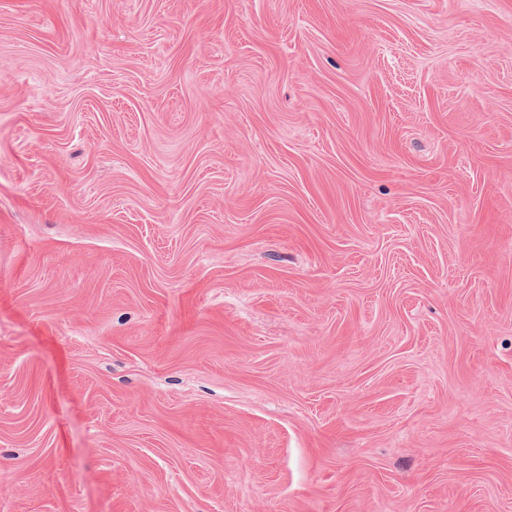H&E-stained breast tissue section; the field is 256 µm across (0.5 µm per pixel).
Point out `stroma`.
Returning a JSON list of instances; mask_svg holds the SVG:
<instances>
[{
  "mask_svg": "<svg viewBox=\"0 0 512 512\" xmlns=\"http://www.w3.org/2000/svg\"><path fill=\"white\" fill-rule=\"evenodd\" d=\"M0 512H512V0H0Z\"/></svg>",
  "mask_w": 512,
  "mask_h": 512,
  "instance_id": "35a3bbf8",
  "label": "stroma"
}]
</instances>
